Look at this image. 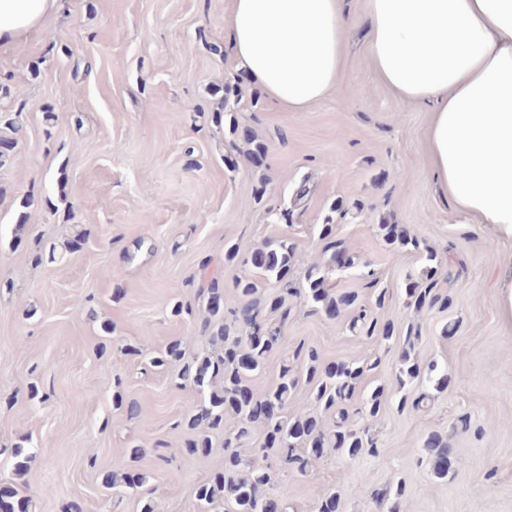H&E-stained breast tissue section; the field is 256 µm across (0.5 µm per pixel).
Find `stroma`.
I'll list each match as a JSON object with an SVG mask.
<instances>
[{
    "label": "stroma",
    "mask_w": 512,
    "mask_h": 512,
    "mask_svg": "<svg viewBox=\"0 0 512 512\" xmlns=\"http://www.w3.org/2000/svg\"><path fill=\"white\" fill-rule=\"evenodd\" d=\"M227 0H57L40 26L0 45V114L23 127L0 158V490L28 512H198L196 488L224 468L223 433L190 455L182 421L200 395L179 367L150 365L173 341L189 355L214 352L205 327L207 287L223 276L224 306L239 304L235 281L258 279L241 256L288 239L297 263L289 285L318 264L332 294L386 301L380 322L395 337L349 330L290 298L291 316L265 373L270 387L302 344L326 363H373L353 407L385 387L367 422L380 455L325 452L306 475L271 463L269 493L287 486L289 512H312L336 488L338 512H389L379 489L404 484L402 512H512V322L497 306L512 239L470 224L441 192L427 159V107L395 97L367 51L363 0H345L340 93L302 112L277 108L236 69ZM262 142L254 156L247 137ZM333 227L352 267L324 253ZM394 225L411 245L386 244ZM436 261H428V253ZM449 297L416 307L409 283ZM191 304V319L174 316ZM125 345L142 355L122 354ZM435 364L448 383L410 387L422 407L398 410L392 396L402 353ZM136 402L128 417L113 393ZM446 435L449 474L437 478L430 432ZM142 449V493L112 494L105 474L128 448ZM28 456L23 474L15 453Z\"/></svg>",
    "instance_id": "obj_1"
}]
</instances>
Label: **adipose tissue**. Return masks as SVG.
<instances>
[{
  "mask_svg": "<svg viewBox=\"0 0 512 512\" xmlns=\"http://www.w3.org/2000/svg\"><path fill=\"white\" fill-rule=\"evenodd\" d=\"M56 0H0V42ZM368 52L396 97L432 104L428 162L459 213L512 239V0H365ZM234 53L275 105L301 112L340 92L342 0H231Z\"/></svg>",
  "mask_w": 512,
  "mask_h": 512,
  "instance_id": "adipose-tissue-1",
  "label": "adipose tissue"
}]
</instances>
